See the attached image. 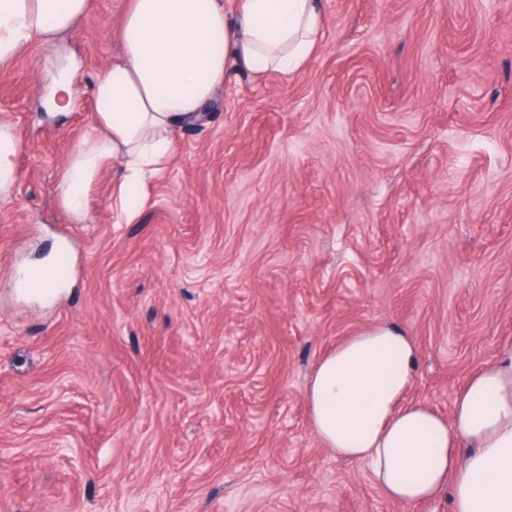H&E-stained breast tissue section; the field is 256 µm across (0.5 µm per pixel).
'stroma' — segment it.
<instances>
[{
	"label": "stroma",
	"mask_w": 512,
	"mask_h": 512,
	"mask_svg": "<svg viewBox=\"0 0 512 512\" xmlns=\"http://www.w3.org/2000/svg\"><path fill=\"white\" fill-rule=\"evenodd\" d=\"M129 0L0 67V512H401L310 427L318 361L414 337L449 415L512 340V0H322L296 75H231L125 215L122 167L61 206ZM73 67L81 106L51 103ZM66 247L54 300L17 274ZM18 148L11 125L0 122V200L8 199L13 193L17 181L13 159Z\"/></svg>",
	"instance_id": "stroma-1"
}]
</instances>
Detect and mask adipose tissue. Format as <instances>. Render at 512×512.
Instances as JSON below:
<instances>
[{
	"label": "adipose tissue",
	"mask_w": 512,
	"mask_h": 512,
	"mask_svg": "<svg viewBox=\"0 0 512 512\" xmlns=\"http://www.w3.org/2000/svg\"><path fill=\"white\" fill-rule=\"evenodd\" d=\"M91 0H0V64L31 45L55 46ZM323 33L321 0H130L121 54L91 86L96 122L68 158L60 199L86 216L101 169L120 161L122 201L137 194L195 116L233 73L262 80L298 72ZM419 350L413 337L374 325L337 344L306 388L311 427L336 456L365 463L403 512L447 493L450 512H512V343L473 374L450 416L406 401Z\"/></svg>",
	"instance_id": "1"
}]
</instances>
